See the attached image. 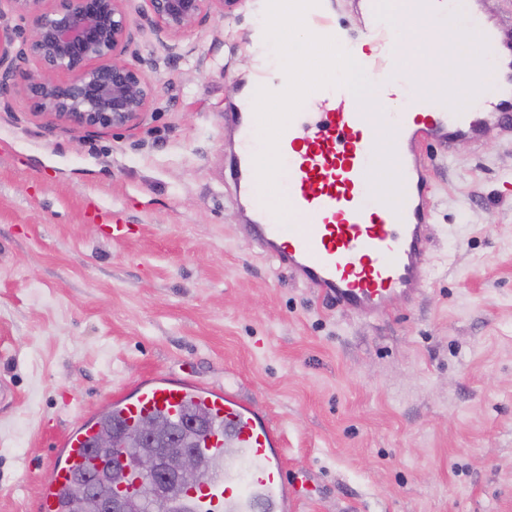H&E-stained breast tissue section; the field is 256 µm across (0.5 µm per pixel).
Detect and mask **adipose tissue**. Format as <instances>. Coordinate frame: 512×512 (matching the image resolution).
Returning a JSON list of instances; mask_svg holds the SVG:
<instances>
[{
  "instance_id": "obj_1",
  "label": "adipose tissue",
  "mask_w": 512,
  "mask_h": 512,
  "mask_svg": "<svg viewBox=\"0 0 512 512\" xmlns=\"http://www.w3.org/2000/svg\"><path fill=\"white\" fill-rule=\"evenodd\" d=\"M419 2L385 0L387 9L403 15L408 21L407 26L395 34V42L401 50L399 70L417 96L467 106L473 99V92L456 86L448 76L450 69L459 63L483 75L490 65L474 51L463 53L459 61H452L444 29L428 21L418 8Z\"/></svg>"
}]
</instances>
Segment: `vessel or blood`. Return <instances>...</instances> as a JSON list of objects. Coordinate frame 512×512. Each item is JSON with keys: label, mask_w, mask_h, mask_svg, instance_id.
Listing matches in <instances>:
<instances>
[{"label": "vessel or blood", "mask_w": 512, "mask_h": 512, "mask_svg": "<svg viewBox=\"0 0 512 512\" xmlns=\"http://www.w3.org/2000/svg\"><path fill=\"white\" fill-rule=\"evenodd\" d=\"M430 3L431 18L448 26L449 51L458 52L472 33L480 34L496 94L479 98L471 112L442 110L406 94L391 42L397 17L379 0H361L367 23L362 33L351 34L336 23L334 0H319L305 22L316 35L336 38L353 58L367 61L390 94L405 93V105L383 112L373 125L344 87L308 94L278 140L283 164L278 185L289 207L287 222H279L259 200L245 217L263 254L323 300L359 316L386 313L395 302L412 305L427 284L434 226L424 148L478 143L493 130L512 138V18L500 13L496 0H472L463 16L454 0ZM285 85V74L266 61L239 104L224 115L240 138L230 170L244 191L252 189L254 157L262 148L254 94L261 86L278 92ZM380 133L392 145L397 168L394 177L378 183L374 142ZM106 406L130 426L150 414L177 419L191 406L207 410L210 429L203 450L215 469L198 489L180 497L177 512H294L296 488L286 479L282 435L258 407L236 396L232 383L202 386L153 376L111 395ZM97 430L94 419L82 418L59 441L38 512H59L70 476L84 463V449Z\"/></svg>", "instance_id": "vessel-or-blood-1"}]
</instances>
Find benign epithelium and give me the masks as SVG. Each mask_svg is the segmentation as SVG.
<instances>
[{
	"mask_svg": "<svg viewBox=\"0 0 512 512\" xmlns=\"http://www.w3.org/2000/svg\"><path fill=\"white\" fill-rule=\"evenodd\" d=\"M0 8V111L22 95L44 128L85 134L127 130L150 111L155 89L131 51V0H3ZM141 27L159 40H176L237 0H143ZM21 24L10 25L6 15ZM136 62L129 61V58ZM165 429L148 423L133 438L143 446L134 466L148 485L150 512H170V491L199 485L209 462L173 440L157 446ZM86 512H125L86 475L77 482Z\"/></svg>",
	"mask_w": 512,
	"mask_h": 512,
	"instance_id": "1",
	"label": "benign epithelium"
}]
</instances>
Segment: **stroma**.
Masks as SVG:
<instances>
[{"mask_svg":"<svg viewBox=\"0 0 512 512\" xmlns=\"http://www.w3.org/2000/svg\"><path fill=\"white\" fill-rule=\"evenodd\" d=\"M131 21L161 61L139 127L0 112V512H37L57 439L149 375L234 380L283 433L296 512H512V140L433 148L424 293L345 313L257 250L224 175L261 0L169 65Z\"/></svg>","mask_w":512,"mask_h":512,"instance_id":"obj_1","label":"stroma"}]
</instances>
